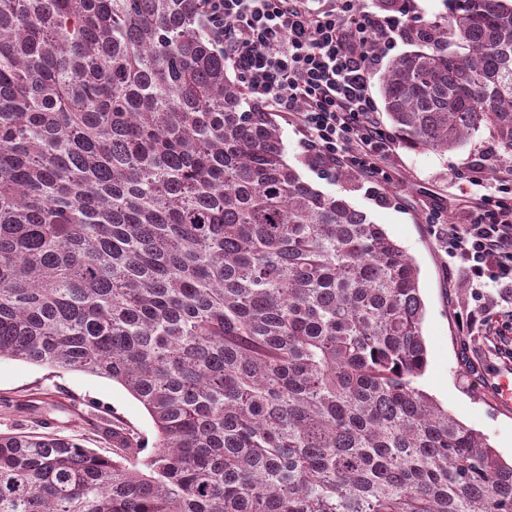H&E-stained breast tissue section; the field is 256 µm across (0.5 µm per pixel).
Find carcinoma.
<instances>
[{
  "instance_id": "obj_1",
  "label": "carcinoma",
  "mask_w": 512,
  "mask_h": 512,
  "mask_svg": "<svg viewBox=\"0 0 512 512\" xmlns=\"http://www.w3.org/2000/svg\"><path fill=\"white\" fill-rule=\"evenodd\" d=\"M379 80L409 149L512 158V0H452ZM198 0H0V360L122 385L155 450L0 433V512H512L421 388L419 269L285 159Z\"/></svg>"
}]
</instances>
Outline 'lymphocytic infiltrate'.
Listing matches in <instances>:
<instances>
[{"label": "lymphocytic infiltrate", "mask_w": 512, "mask_h": 512, "mask_svg": "<svg viewBox=\"0 0 512 512\" xmlns=\"http://www.w3.org/2000/svg\"><path fill=\"white\" fill-rule=\"evenodd\" d=\"M211 42L245 94L299 129L304 151L373 184L392 181L399 147L377 118L369 87L396 40L411 36V2L397 15L365 11L355 0H199ZM474 206L463 222L429 209L450 263L465 271L479 300L512 289V165L495 182L467 175Z\"/></svg>", "instance_id": "f902f5d3"}]
</instances>
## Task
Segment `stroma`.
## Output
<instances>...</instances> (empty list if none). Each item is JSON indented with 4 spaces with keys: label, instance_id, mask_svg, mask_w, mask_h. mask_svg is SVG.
<instances>
[{
    "label": "stroma",
    "instance_id": "35a3bbf8",
    "mask_svg": "<svg viewBox=\"0 0 512 512\" xmlns=\"http://www.w3.org/2000/svg\"><path fill=\"white\" fill-rule=\"evenodd\" d=\"M287 160L319 189L346 193L349 200L382 224L416 262L426 313L422 325L427 368L420 383L441 407L483 434L503 461H512V357L490 348L481 328L462 336L460 311L474 300L463 273L448 263L445 245L425 222L428 209L458 223L470 201L458 174L479 166L492 144L483 135L456 152L399 148L391 184L361 177L343 184L323 179V168L303 154L298 129L283 125ZM127 429L142 455L153 451L155 432L143 406L120 384L81 371H57L23 361L0 360V433L51 430L102 455L113 444L103 423Z\"/></svg>",
    "mask_w": 512,
    "mask_h": 512
}]
</instances>
